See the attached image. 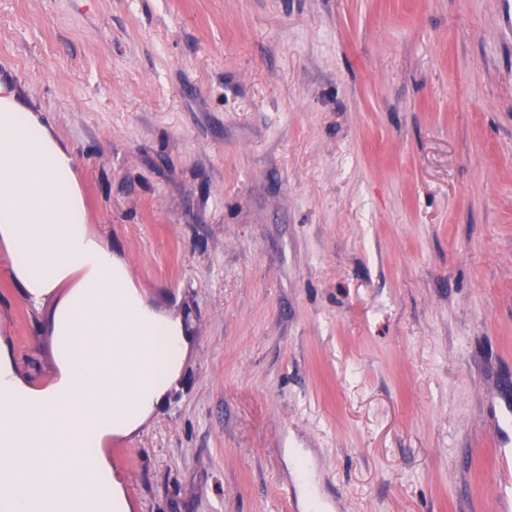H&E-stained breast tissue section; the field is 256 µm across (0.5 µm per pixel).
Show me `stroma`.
Masks as SVG:
<instances>
[{
  "label": "stroma",
  "mask_w": 512,
  "mask_h": 512,
  "mask_svg": "<svg viewBox=\"0 0 512 512\" xmlns=\"http://www.w3.org/2000/svg\"><path fill=\"white\" fill-rule=\"evenodd\" d=\"M0 79L73 153L90 228L182 320L112 443L136 512H512V0H0ZM0 252V341L58 301ZM503 416L505 420L504 426L501 428L503 437L500 440V464L504 472H511L512 468V448H508L509 435L508 431L512 430V408L510 404H507L503 410Z\"/></svg>",
  "instance_id": "obj_1"
}]
</instances>
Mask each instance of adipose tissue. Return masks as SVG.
<instances>
[{
  "label": "adipose tissue",
  "mask_w": 512,
  "mask_h": 512,
  "mask_svg": "<svg viewBox=\"0 0 512 512\" xmlns=\"http://www.w3.org/2000/svg\"><path fill=\"white\" fill-rule=\"evenodd\" d=\"M0 247L26 302L59 296L51 380L23 381L0 344V471L26 459L0 512H131L107 446L175 386L188 335L91 231L72 152L1 81Z\"/></svg>",
  "instance_id": "ef3b65f1"
}]
</instances>
